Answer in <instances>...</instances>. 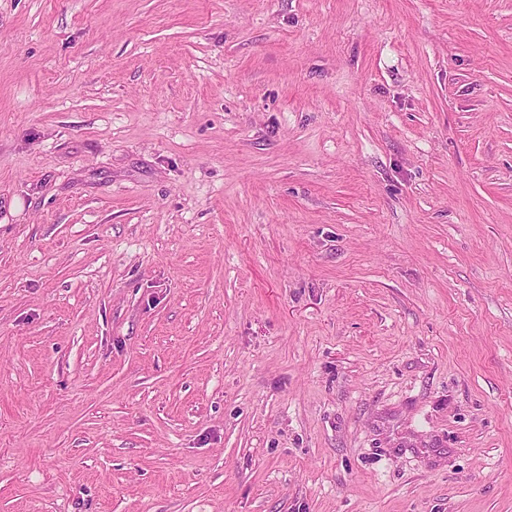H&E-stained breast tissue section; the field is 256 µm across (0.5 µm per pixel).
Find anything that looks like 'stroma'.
Listing matches in <instances>:
<instances>
[{"label": "stroma", "mask_w": 512, "mask_h": 512, "mask_svg": "<svg viewBox=\"0 0 512 512\" xmlns=\"http://www.w3.org/2000/svg\"><path fill=\"white\" fill-rule=\"evenodd\" d=\"M0 512H512V0H0Z\"/></svg>", "instance_id": "35a3bbf8"}]
</instances>
